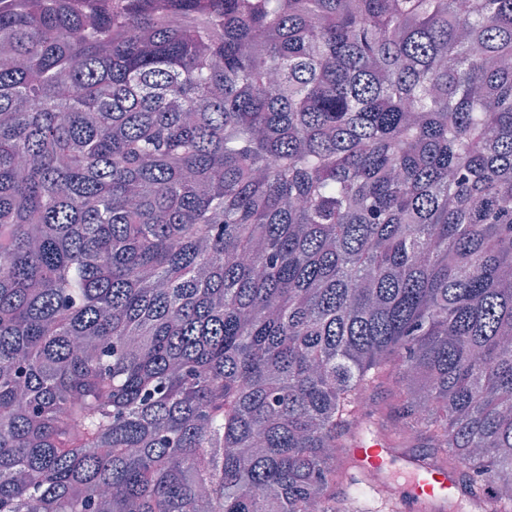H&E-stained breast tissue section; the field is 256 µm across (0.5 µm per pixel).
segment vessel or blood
<instances>
[{
	"mask_svg": "<svg viewBox=\"0 0 512 512\" xmlns=\"http://www.w3.org/2000/svg\"><path fill=\"white\" fill-rule=\"evenodd\" d=\"M350 453L359 465L360 487L376 498L378 506L386 512H444L457 494V479L453 473L445 469H423L409 457L391 455L386 442L361 443L351 448ZM395 465L411 474L412 480L392 498L380 497L379 485L368 482L366 476Z\"/></svg>",
	"mask_w": 512,
	"mask_h": 512,
	"instance_id": "b4317fda",
	"label": "vessel or blood"
}]
</instances>
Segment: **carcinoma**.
I'll return each instance as SVG.
<instances>
[{
  "mask_svg": "<svg viewBox=\"0 0 512 512\" xmlns=\"http://www.w3.org/2000/svg\"><path fill=\"white\" fill-rule=\"evenodd\" d=\"M390 423L512 504V0H0V512H352Z\"/></svg>",
  "mask_w": 512,
  "mask_h": 512,
  "instance_id": "carcinoma-1",
  "label": "carcinoma"
}]
</instances>
